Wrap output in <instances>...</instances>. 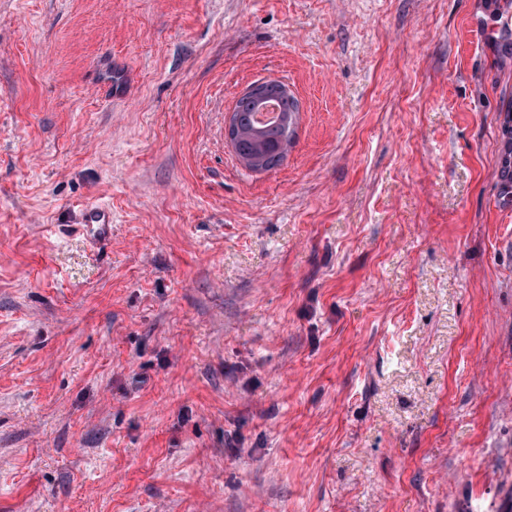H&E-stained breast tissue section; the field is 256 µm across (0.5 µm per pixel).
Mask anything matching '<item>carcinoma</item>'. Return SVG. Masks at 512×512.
<instances>
[{
  "mask_svg": "<svg viewBox=\"0 0 512 512\" xmlns=\"http://www.w3.org/2000/svg\"><path fill=\"white\" fill-rule=\"evenodd\" d=\"M277 103L280 115L270 124L258 125L250 115L269 102ZM298 104L294 96L271 87L263 95L244 93L238 99L232 121L235 137L232 146L239 160L252 171L270 170L282 162L285 147L290 145L297 123Z\"/></svg>",
  "mask_w": 512,
  "mask_h": 512,
  "instance_id": "1",
  "label": "carcinoma"
}]
</instances>
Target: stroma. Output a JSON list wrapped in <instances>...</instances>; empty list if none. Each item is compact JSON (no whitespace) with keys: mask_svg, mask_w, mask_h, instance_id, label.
I'll return each mask as SVG.
<instances>
[{"mask_svg":"<svg viewBox=\"0 0 512 512\" xmlns=\"http://www.w3.org/2000/svg\"><path fill=\"white\" fill-rule=\"evenodd\" d=\"M509 16L0 0V512H512ZM276 102L278 107L269 105L258 112L268 102ZM280 115L275 122L266 125ZM257 112V113H256ZM277 112V113H276ZM298 104L294 96L283 94L276 86L268 89L263 96L245 92L238 99L232 121L235 137L232 146L239 160L252 171H266L280 165L295 136ZM252 121L250 115L253 114ZM81 223L80 226L96 240H106L112 233V213L102 206L86 208Z\"/></svg>","mask_w":512,"mask_h":512,"instance_id":"obj_1","label":"stroma"}]
</instances>
